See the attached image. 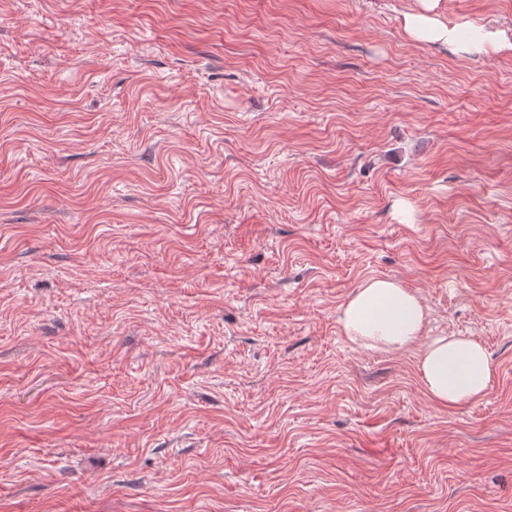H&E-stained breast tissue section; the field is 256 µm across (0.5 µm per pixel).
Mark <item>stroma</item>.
<instances>
[{"label": "stroma", "instance_id": "stroma-1", "mask_svg": "<svg viewBox=\"0 0 512 512\" xmlns=\"http://www.w3.org/2000/svg\"><path fill=\"white\" fill-rule=\"evenodd\" d=\"M420 10L0 0V512H512V52ZM375 276L480 401L348 341ZM426 13L409 15L405 20V30L415 39H427L433 43L456 47L460 39V26L449 27L437 16L430 15L438 6L439 0H421ZM424 306L416 292L386 277L367 279L341 306L340 325L354 344L368 349L418 348L417 369L438 404L475 403L492 382L486 349L466 336H422Z\"/></svg>", "mask_w": 512, "mask_h": 512}]
</instances>
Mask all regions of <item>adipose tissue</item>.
<instances>
[{
    "label": "adipose tissue",
    "mask_w": 512,
    "mask_h": 512,
    "mask_svg": "<svg viewBox=\"0 0 512 512\" xmlns=\"http://www.w3.org/2000/svg\"><path fill=\"white\" fill-rule=\"evenodd\" d=\"M439 0H421L422 13L407 16L415 39L457 46L459 26L435 16ZM424 306L416 292L386 277L367 279L341 306L340 325L354 344L368 349H418L417 369L427 394L438 404L479 401L494 376L483 346L465 336L424 337Z\"/></svg>",
    "instance_id": "ef3b65f1"
}]
</instances>
